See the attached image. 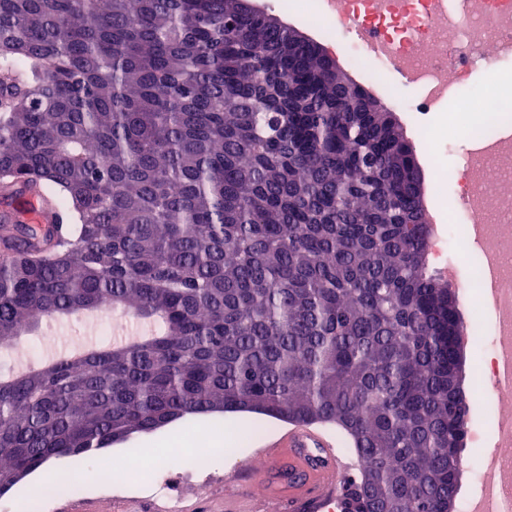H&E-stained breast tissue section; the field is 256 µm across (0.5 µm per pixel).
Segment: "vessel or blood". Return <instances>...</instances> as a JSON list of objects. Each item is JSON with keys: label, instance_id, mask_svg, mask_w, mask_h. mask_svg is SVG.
Segmentation results:
<instances>
[{"label": "vessel or blood", "instance_id": "1", "mask_svg": "<svg viewBox=\"0 0 512 512\" xmlns=\"http://www.w3.org/2000/svg\"><path fill=\"white\" fill-rule=\"evenodd\" d=\"M265 463L240 471L224 512H332L351 484L334 438L317 426L294 424L260 445Z\"/></svg>", "mask_w": 512, "mask_h": 512}]
</instances>
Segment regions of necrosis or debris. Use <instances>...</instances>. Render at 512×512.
<instances>
[{"instance_id":"necrosis-or-debris-1","label":"necrosis or debris","mask_w":512,"mask_h":512,"mask_svg":"<svg viewBox=\"0 0 512 512\" xmlns=\"http://www.w3.org/2000/svg\"><path fill=\"white\" fill-rule=\"evenodd\" d=\"M325 19L330 30L345 35L347 21H355L359 37L344 42L348 65L363 71L369 82L400 75L419 85L424 95L411 101L393 95L402 112L427 111L448 98L450 74H464L488 63L492 49L512 46V0H475L473 14L461 27L447 15H435L433 0H326ZM378 35V47H369L363 32ZM462 99L478 124L471 130L473 146L456 168L439 162L443 143L433 127L419 129V142L430 160L436 199L458 188V207L449 224H481L480 261L498 262L506 286L502 314L492 328L498 341L512 335V106H494L489 94L462 87ZM496 445L487 460H467L478 491L462 499V512H475L485 492L512 484V432L504 427L503 413L494 416Z\"/></svg>"}]
</instances>
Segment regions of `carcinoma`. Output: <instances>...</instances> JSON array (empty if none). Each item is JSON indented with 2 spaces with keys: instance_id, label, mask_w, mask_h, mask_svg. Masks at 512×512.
<instances>
[{
  "instance_id": "carcinoma-1",
  "label": "carcinoma",
  "mask_w": 512,
  "mask_h": 512,
  "mask_svg": "<svg viewBox=\"0 0 512 512\" xmlns=\"http://www.w3.org/2000/svg\"><path fill=\"white\" fill-rule=\"evenodd\" d=\"M417 170L387 108L239 0H0V351L109 308L152 332L0 380V475L257 413L349 439L355 512H448L460 318Z\"/></svg>"
}]
</instances>
